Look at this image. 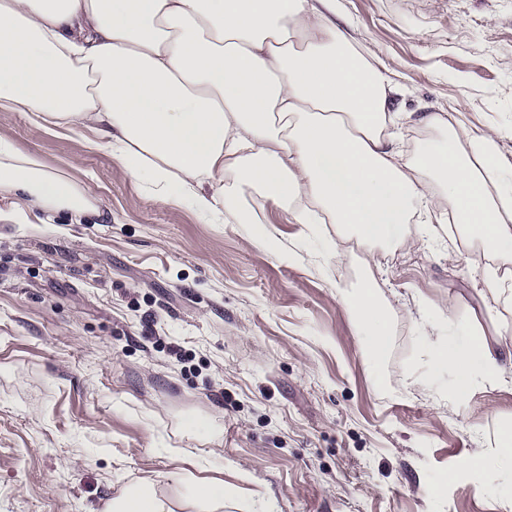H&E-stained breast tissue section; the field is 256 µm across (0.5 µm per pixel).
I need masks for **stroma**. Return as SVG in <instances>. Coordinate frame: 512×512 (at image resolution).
Returning a JSON list of instances; mask_svg holds the SVG:
<instances>
[{
  "label": "stroma",
  "instance_id": "obj_1",
  "mask_svg": "<svg viewBox=\"0 0 512 512\" xmlns=\"http://www.w3.org/2000/svg\"><path fill=\"white\" fill-rule=\"evenodd\" d=\"M341 4L399 85L405 160L437 137L429 116L461 112L512 163V0ZM0 138L90 185L107 216L17 223L0 194V512H104L141 483L193 512V477L223 481V512H504L512 473L465 461L512 428V384L458 398L425 338L512 349L482 249L344 241L339 262L326 224L289 261L250 225L155 198L85 129L0 110ZM370 275L390 305L380 362L341 300Z\"/></svg>",
  "mask_w": 512,
  "mask_h": 512
}]
</instances>
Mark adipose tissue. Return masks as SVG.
I'll list each match as a JSON object with an SVG mask.
<instances>
[{"label":"adipose tissue","instance_id":"ef3b65f1","mask_svg":"<svg viewBox=\"0 0 512 512\" xmlns=\"http://www.w3.org/2000/svg\"><path fill=\"white\" fill-rule=\"evenodd\" d=\"M338 0H0V109L91 130L158 198L190 202L209 223L233 217L255 242L278 239L248 201L255 193L293 224H332L358 246L423 242L454 222L452 243L481 246V280L512 302V167L498 133L431 116L439 138L405 164L387 132L398 86L386 64L352 47ZM0 192L47 219L99 215L89 186L45 169L0 138ZM425 224L409 234L413 209ZM344 304L382 360L390 336L380 289L364 281ZM436 365L512 382V350L478 336L431 337Z\"/></svg>","mask_w":512,"mask_h":512}]
</instances>
